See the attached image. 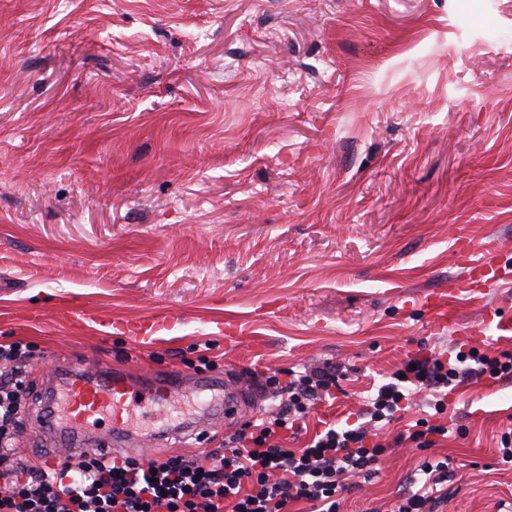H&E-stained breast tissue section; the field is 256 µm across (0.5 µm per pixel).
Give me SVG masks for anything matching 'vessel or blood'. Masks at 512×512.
<instances>
[{
	"label": "vessel or blood",
	"instance_id": "vessel-or-blood-1",
	"mask_svg": "<svg viewBox=\"0 0 512 512\" xmlns=\"http://www.w3.org/2000/svg\"><path fill=\"white\" fill-rule=\"evenodd\" d=\"M495 252V246H488L483 256L478 258L468 244H459L455 252L461 269L459 276L449 280L446 288L427 296V305L434 318L445 315L449 299H477L484 289L497 287L500 274L494 261ZM179 322L178 316L168 313L143 323H123L119 329L136 342L151 345L157 342L160 334L173 330ZM185 388L183 378L176 375L160 378L149 374L136 383L121 372L97 367L85 366L69 373L62 389L66 394V420L72 440L59 449V457L77 459L88 453L113 457L133 447L163 444L168 436L183 440L202 438L207 428L201 415L186 420L165 436L136 434L131 421L132 414L143 408L158 417H165L170 403L183 396ZM104 416L110 420L106 439L100 442L86 439V431Z\"/></svg>",
	"mask_w": 512,
	"mask_h": 512
}]
</instances>
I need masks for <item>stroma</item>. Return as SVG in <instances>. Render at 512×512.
Here are the masks:
<instances>
[{"label": "stroma", "mask_w": 512, "mask_h": 512, "mask_svg": "<svg viewBox=\"0 0 512 512\" xmlns=\"http://www.w3.org/2000/svg\"><path fill=\"white\" fill-rule=\"evenodd\" d=\"M461 237L512 271V0H0V343L34 355L29 463L55 453L35 424L47 379L89 360L238 386L240 418L173 444L201 454L272 411L266 380L342 366L289 431L301 448L359 424L406 356L512 350V279L430 323ZM67 302L183 322L141 348L71 324ZM447 402L435 416L412 397L387 439L424 417L447 436L389 448L339 512H391L444 455L443 512L512 502V381Z\"/></svg>", "instance_id": "obj_1"}]
</instances>
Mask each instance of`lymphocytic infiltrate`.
Returning <instances> with one entry per match:
<instances>
[{"instance_id": "obj_1", "label": "lymphocytic infiltrate", "mask_w": 512, "mask_h": 512, "mask_svg": "<svg viewBox=\"0 0 512 512\" xmlns=\"http://www.w3.org/2000/svg\"><path fill=\"white\" fill-rule=\"evenodd\" d=\"M28 353L22 342L0 344V512H288L292 503H311L315 512H339L347 480L372 475L388 446L367 427L328 430L301 448L282 444L329 395L339 366H323L292 376L282 386L280 410L255 431L225 436L198 456L171 455L110 459L88 454L46 470L18 462ZM403 383L379 387L364 408L371 422L392 421L402 411L405 385L435 393L436 412L446 408L444 388L488 376L512 379V351L490 355L472 348L455 362L417 355L403 363ZM423 480L404 491L395 512H439L443 490L455 470L449 458L424 461Z\"/></svg>"}]
</instances>
